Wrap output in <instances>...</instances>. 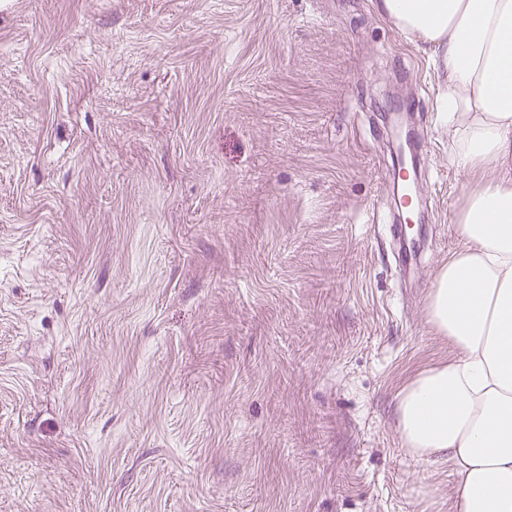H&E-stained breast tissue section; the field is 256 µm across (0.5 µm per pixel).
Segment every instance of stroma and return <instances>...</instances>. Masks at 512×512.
Returning a JSON list of instances; mask_svg holds the SVG:
<instances>
[{"label": "stroma", "instance_id": "obj_1", "mask_svg": "<svg viewBox=\"0 0 512 512\" xmlns=\"http://www.w3.org/2000/svg\"><path fill=\"white\" fill-rule=\"evenodd\" d=\"M441 86L372 0H0V512H448L396 411L448 357ZM395 240V254H393V257L396 267L399 268L404 277H407L416 264L419 248L408 233L403 234L400 230H398Z\"/></svg>", "mask_w": 512, "mask_h": 512}]
</instances>
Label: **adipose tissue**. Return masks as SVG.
<instances>
[{"label": "adipose tissue", "instance_id": "ef3b65f1", "mask_svg": "<svg viewBox=\"0 0 512 512\" xmlns=\"http://www.w3.org/2000/svg\"><path fill=\"white\" fill-rule=\"evenodd\" d=\"M376 15L442 60L462 241L426 299L446 361L397 394L406 453L456 476L453 512H512V0H372Z\"/></svg>", "mask_w": 512, "mask_h": 512}]
</instances>
